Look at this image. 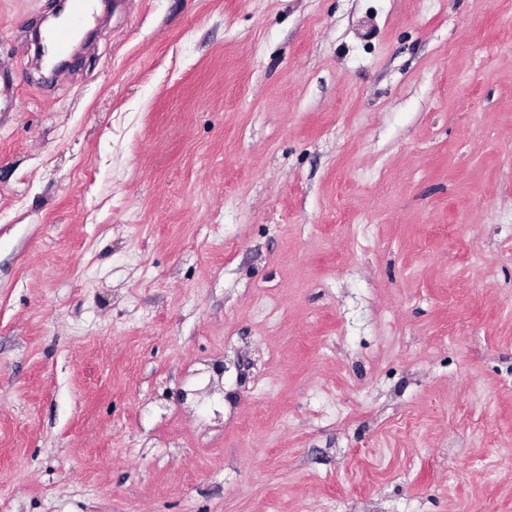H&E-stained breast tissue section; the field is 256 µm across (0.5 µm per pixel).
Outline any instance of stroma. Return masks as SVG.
Segmentation results:
<instances>
[{
	"mask_svg": "<svg viewBox=\"0 0 512 512\" xmlns=\"http://www.w3.org/2000/svg\"><path fill=\"white\" fill-rule=\"evenodd\" d=\"M0 0V512H512V0ZM95 1L96 0L69 1L67 22L48 31L44 39L60 54L63 53L68 47L73 35L93 21L95 17Z\"/></svg>",
	"mask_w": 512,
	"mask_h": 512,
	"instance_id": "obj_1",
	"label": "stroma"
}]
</instances>
